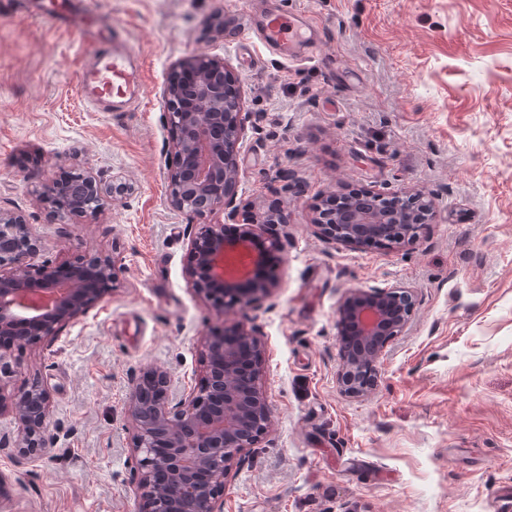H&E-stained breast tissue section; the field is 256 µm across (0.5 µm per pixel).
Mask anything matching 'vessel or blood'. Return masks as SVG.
<instances>
[{"label": "vessel or blood", "instance_id": "obj_1", "mask_svg": "<svg viewBox=\"0 0 512 512\" xmlns=\"http://www.w3.org/2000/svg\"><path fill=\"white\" fill-rule=\"evenodd\" d=\"M88 13L86 0H71L69 9L60 14V27L86 43V54L93 60L83 75V86L96 105L124 111L139 93L140 84L132 66L131 46L121 33H113L111 45L90 38L84 24ZM250 37L265 47L284 52H312L317 46L315 25L304 17H285L267 11L251 24Z\"/></svg>", "mask_w": 512, "mask_h": 512}]
</instances>
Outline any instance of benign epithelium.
I'll use <instances>...</instances> for the list:
<instances>
[{
	"instance_id": "benign-epithelium-1",
	"label": "benign epithelium",
	"mask_w": 512,
	"mask_h": 512,
	"mask_svg": "<svg viewBox=\"0 0 512 512\" xmlns=\"http://www.w3.org/2000/svg\"><path fill=\"white\" fill-rule=\"evenodd\" d=\"M183 78L168 80L163 97L173 131L177 166L169 176V198L180 212L201 215L219 208L235 216L239 186L237 158L244 149L239 92L227 104L224 82L235 84L224 58L199 53L181 59ZM80 190L62 182L42 188L41 200L63 224L92 215L105 195L117 202L131 189L125 182L106 186L100 177L77 172ZM381 195L354 192L336 213L316 207L313 226L329 244L353 248H397L417 238L430 221L433 202L419 193L392 196L389 208L367 203ZM278 210L241 225L233 240L224 225L204 224L192 235V290L219 311L245 308L278 286L265 255L280 248L272 238L259 249L261 233L286 224ZM39 240L23 215L0 210V375L14 336L30 347L59 335L85 316L107 294L117 290L121 267L103 253L73 262L34 266L27 262ZM416 300L407 288H351L337 309L341 365L337 383L342 394L362 397L376 385L377 362L388 344L407 328ZM203 375L187 396L175 401L170 380L151 369L134 384L128 415L138 456L140 512H224V487L241 453L268 433L271 418L261 379L265 348L260 333L243 325L209 328L201 340ZM51 394L42 384L23 390L10 413L17 434L0 435V447L26 456L49 445L47 421Z\"/></svg>"
}]
</instances>
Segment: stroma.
<instances>
[{"label": "stroma", "instance_id": "35a3bbf8", "mask_svg": "<svg viewBox=\"0 0 512 512\" xmlns=\"http://www.w3.org/2000/svg\"><path fill=\"white\" fill-rule=\"evenodd\" d=\"M51 10L0 12V208L39 239L34 264L104 250L120 286L57 337L14 344L0 399L51 393L52 448L0 447V512H140L129 398L150 368L176 395L202 373L217 322L255 327L271 427L236 460L224 512H499L512 487V0H263L322 33L291 61L220 32L244 0H93L97 38L122 28L140 55L134 110L81 90L84 45ZM224 57L242 96L240 218L287 213L278 286L218 312L189 288L190 224L237 230L223 210H174L163 85L181 58ZM131 192L62 224L36 191L71 169ZM422 191L434 216L395 249L330 245L316 199ZM401 286L416 307L376 387L336 382L337 307L351 288Z\"/></svg>", "mask_w": 512, "mask_h": 512}]
</instances>
